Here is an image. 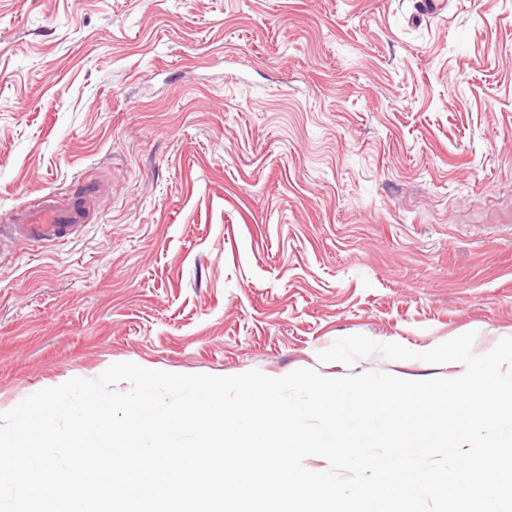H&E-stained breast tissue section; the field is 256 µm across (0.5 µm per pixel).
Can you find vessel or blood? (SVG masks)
I'll use <instances>...</instances> for the list:
<instances>
[{
  "mask_svg": "<svg viewBox=\"0 0 512 512\" xmlns=\"http://www.w3.org/2000/svg\"><path fill=\"white\" fill-rule=\"evenodd\" d=\"M86 221L84 196L77 195L61 203L46 194L35 203L13 211L7 223L0 225V239L11 233L30 241L66 243L73 239Z\"/></svg>",
  "mask_w": 512,
  "mask_h": 512,
  "instance_id": "vessel-or-blood-1",
  "label": "vessel or blood"
}]
</instances>
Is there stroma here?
<instances>
[{"instance_id":"obj_1","label":"stroma","mask_w":512,"mask_h":512,"mask_svg":"<svg viewBox=\"0 0 512 512\" xmlns=\"http://www.w3.org/2000/svg\"><path fill=\"white\" fill-rule=\"evenodd\" d=\"M0 0V412L133 362L455 378L512 337V0ZM416 358L320 361L342 337ZM7 222L0 225V246L7 231L30 241L64 244L86 222L85 195H76L64 204L54 195L45 194L35 203L13 211Z\"/></svg>"}]
</instances>
